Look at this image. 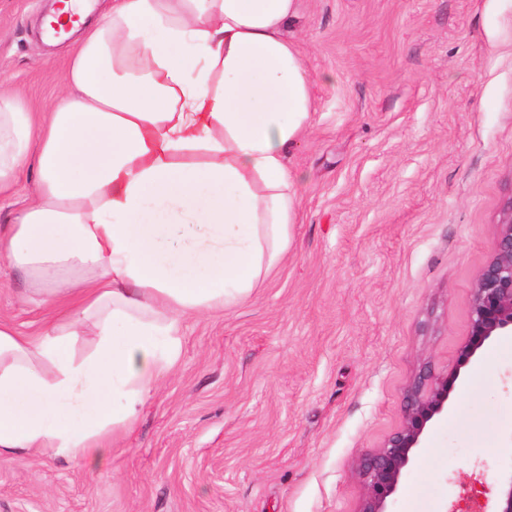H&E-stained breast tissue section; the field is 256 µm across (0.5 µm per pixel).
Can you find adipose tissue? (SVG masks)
<instances>
[{"label":"adipose tissue","mask_w":512,"mask_h":512,"mask_svg":"<svg viewBox=\"0 0 512 512\" xmlns=\"http://www.w3.org/2000/svg\"><path fill=\"white\" fill-rule=\"evenodd\" d=\"M94 7L51 10L76 40L50 111L0 90V194L35 173L0 263L52 309L33 336L0 317V461L96 466L175 366L183 322L247 301L297 220L288 149L312 121L285 34L297 0Z\"/></svg>","instance_id":"ef3b65f1"}]
</instances>
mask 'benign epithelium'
<instances>
[{"instance_id": "7a95c632", "label": "benign epithelium", "mask_w": 512, "mask_h": 512, "mask_svg": "<svg viewBox=\"0 0 512 512\" xmlns=\"http://www.w3.org/2000/svg\"><path fill=\"white\" fill-rule=\"evenodd\" d=\"M491 260L480 270L471 300L470 333L456 363L436 370L425 362L410 381L402 425L377 448L362 452L357 475L362 495L356 512H388L405 470L413 463L429 426L448 415V402L462 368L485 342L512 335V199L503 207ZM512 512V474L498 481L496 510Z\"/></svg>"}]
</instances>
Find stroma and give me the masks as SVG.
Returning <instances> with one entry per match:
<instances>
[{"label":"stroma","mask_w":512,"mask_h":512,"mask_svg":"<svg viewBox=\"0 0 512 512\" xmlns=\"http://www.w3.org/2000/svg\"><path fill=\"white\" fill-rule=\"evenodd\" d=\"M51 0H0V77L68 82ZM288 37L314 124L288 153L290 247L247 302L189 319L131 432L89 468L0 463V512H355V465L403 422L419 365L452 366L512 198V0H299ZM46 309L0 265V315ZM393 512H492L512 471V349L479 352Z\"/></svg>","instance_id":"35a3bbf8"}]
</instances>
